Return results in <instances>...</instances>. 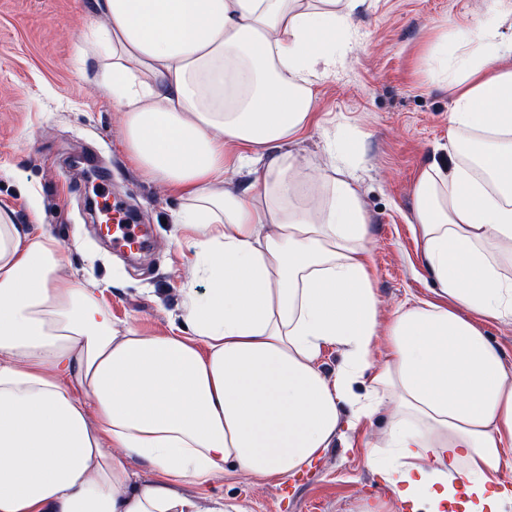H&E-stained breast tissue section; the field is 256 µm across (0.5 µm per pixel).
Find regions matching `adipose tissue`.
Here are the masks:
<instances>
[{
	"label": "adipose tissue",
	"mask_w": 512,
	"mask_h": 512,
	"mask_svg": "<svg viewBox=\"0 0 512 512\" xmlns=\"http://www.w3.org/2000/svg\"><path fill=\"white\" fill-rule=\"evenodd\" d=\"M361 2L95 0L87 42L126 150L182 200V323L114 322L106 283L66 278L47 226L0 209V512H224L204 490L226 463L287 478L383 410L368 462L410 512L512 507V368L482 329L512 322V6L430 60L471 146L413 185L439 298L385 321L338 140L325 169L295 151ZM328 346L344 355L331 375Z\"/></svg>",
	"instance_id": "ef3b65f1"
}]
</instances>
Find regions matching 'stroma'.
<instances>
[{
    "label": "stroma",
    "mask_w": 512,
    "mask_h": 512,
    "mask_svg": "<svg viewBox=\"0 0 512 512\" xmlns=\"http://www.w3.org/2000/svg\"><path fill=\"white\" fill-rule=\"evenodd\" d=\"M494 9L493 0H366L353 16L355 47L319 81V124L298 149L323 162L325 135L337 136L369 219L373 286L383 315L435 297L410 223L412 187L426 164L448 163L452 92L427 60L457 55L460 35ZM92 0H0V207L25 224L32 210L71 251L77 279L106 281L112 318L152 333L179 322L188 244L171 236L179 201L142 175L122 138L112 93L96 80L100 60L80 36ZM111 173L113 197L150 225L153 245L138 264L113 252L87 214V188L72 157ZM386 429L377 415L282 484L227 467L212 496L239 512H358L386 504L405 512L366 460Z\"/></svg>",
    "instance_id": "1"
}]
</instances>
